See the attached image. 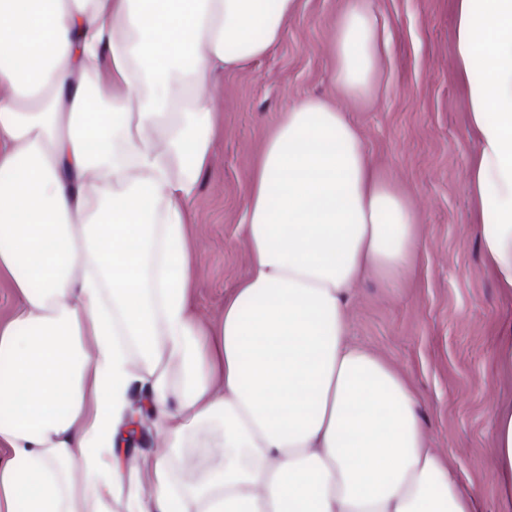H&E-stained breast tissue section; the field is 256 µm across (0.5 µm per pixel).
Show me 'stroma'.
Masks as SVG:
<instances>
[{
    "mask_svg": "<svg viewBox=\"0 0 512 512\" xmlns=\"http://www.w3.org/2000/svg\"><path fill=\"white\" fill-rule=\"evenodd\" d=\"M392 33L373 103L339 98L377 168L412 199L419 219L415 279L367 277L350 305L351 339L406 374L425 434L457 478L476 491L475 512H501L491 433L494 404L512 381L493 359L512 298L483 271L466 219L464 173L475 149L456 74L452 0H374ZM342 0H301L280 44L262 60L215 79L217 129L209 168L187 204L196 242L193 306L206 322L249 271L240 224L245 187L269 130L301 98L332 94L330 46Z\"/></svg>",
    "mask_w": 512,
    "mask_h": 512,
    "instance_id": "35a3bbf8",
    "label": "stroma"
}]
</instances>
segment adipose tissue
Wrapping results in <instances>:
<instances>
[{"label": "adipose tissue", "mask_w": 512, "mask_h": 512, "mask_svg": "<svg viewBox=\"0 0 512 512\" xmlns=\"http://www.w3.org/2000/svg\"><path fill=\"white\" fill-rule=\"evenodd\" d=\"M484 270L512 296V0H453ZM299 0H0V512H474L407 379L352 343L372 274L418 269L410 198L331 101L291 104L245 194L250 272L194 315L184 204L213 79L281 42ZM391 35L345 0L333 84L371 100ZM142 392L161 447H119ZM512 512V403L492 409Z\"/></svg>", "instance_id": "1"}]
</instances>
